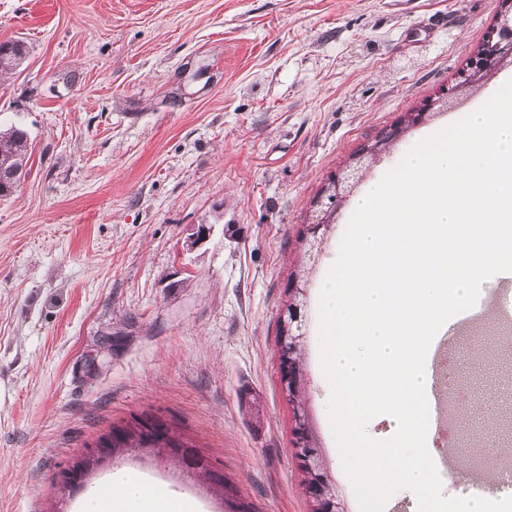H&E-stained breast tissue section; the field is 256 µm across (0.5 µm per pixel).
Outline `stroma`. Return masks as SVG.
I'll list each match as a JSON object with an SVG mask.
<instances>
[{"mask_svg":"<svg viewBox=\"0 0 512 512\" xmlns=\"http://www.w3.org/2000/svg\"><path fill=\"white\" fill-rule=\"evenodd\" d=\"M502 0H0V43L28 52L0 76V127L32 156L0 198V512H77L61 470L112 425L178 422L253 512H311L280 385L276 331L313 201L351 155L455 85ZM447 112L359 175L372 189ZM353 214L344 203L309 274L304 393L323 466L359 506L328 421L318 305ZM206 225L196 245L189 237ZM451 338L459 412L433 456L512 460L484 428L512 401L485 311ZM144 473L222 512L220 491L130 449Z\"/></svg>","mask_w":512,"mask_h":512,"instance_id":"1","label":"stroma"}]
</instances>
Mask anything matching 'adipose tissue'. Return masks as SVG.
Segmentation results:
<instances>
[{
	"label": "adipose tissue",
	"instance_id": "adipose-tissue-1",
	"mask_svg": "<svg viewBox=\"0 0 512 512\" xmlns=\"http://www.w3.org/2000/svg\"><path fill=\"white\" fill-rule=\"evenodd\" d=\"M79 512H197L194 504L136 474L117 469L85 494Z\"/></svg>",
	"mask_w": 512,
	"mask_h": 512
}]
</instances>
